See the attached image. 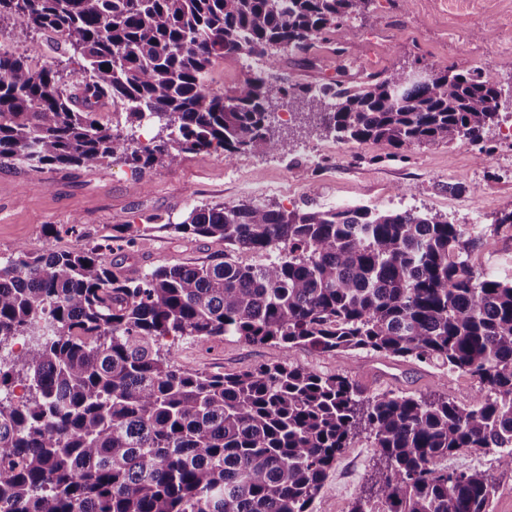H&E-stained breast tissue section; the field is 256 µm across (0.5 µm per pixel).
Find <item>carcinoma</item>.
<instances>
[{"mask_svg": "<svg viewBox=\"0 0 512 512\" xmlns=\"http://www.w3.org/2000/svg\"><path fill=\"white\" fill-rule=\"evenodd\" d=\"M374 0H0V20L62 35L66 60L40 67L0 52V159L34 169L156 164L215 151L273 153L280 97L310 105L338 140L478 143L499 117L490 74L345 73L302 84L271 47L308 54ZM266 57L235 86L210 85L226 58ZM79 91H61L69 66ZM106 99L143 143L96 119ZM168 228L224 243V259L112 272L97 249L21 248L0 261V512H312L329 472L361 434L378 449L349 512H493L486 471L437 462L491 452L512 470V279L471 264L479 237L438 213L368 206L287 210L260 201L196 206ZM285 254L239 262L237 252ZM28 337L21 351L12 341ZM236 336L344 357L368 349L478 384L469 404L439 393L369 395L343 372L290 358L235 374L188 372L166 340Z\"/></svg>", "mask_w": 512, "mask_h": 512, "instance_id": "1", "label": "carcinoma"}]
</instances>
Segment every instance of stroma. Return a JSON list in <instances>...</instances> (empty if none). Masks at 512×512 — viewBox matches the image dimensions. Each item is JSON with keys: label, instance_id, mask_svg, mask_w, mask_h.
Instances as JSON below:
<instances>
[{"label": "stroma", "instance_id": "obj_1", "mask_svg": "<svg viewBox=\"0 0 512 512\" xmlns=\"http://www.w3.org/2000/svg\"><path fill=\"white\" fill-rule=\"evenodd\" d=\"M506 9L512 11V0H375L365 18L337 29L335 49H321L312 57L288 56L282 68L297 81L316 84L335 77L344 60L363 74L456 65L482 69L501 87L512 89V70L499 65L512 57V45L500 29ZM0 44L8 52L31 55L37 64L59 57L66 48L63 39L26 34L12 20L0 23ZM303 110L297 102L289 116H277L274 128L283 144L279 152L246 153L231 161L202 152L180 166L157 165L141 176L119 161L35 171L24 162L1 159L0 259L21 246L38 251L99 247L113 269L131 277L161 265L206 264L223 253V243L182 237L173 225L197 206L260 200L289 210L365 205L379 211L439 213L480 236L473 263H489L491 271L512 278V230L498 224L502 212L512 208V139L503 133L512 122V100H503L498 120L484 130L493 149L484 163L461 142L422 145L406 156L391 157L377 144L336 140L311 126ZM127 222L146 227L131 248L113 230ZM172 353L179 367L211 374L253 370L288 357L315 372H346L371 395L435 391L466 404L477 393L468 376L445 375L427 364L365 350L343 358L309 349L288 356L270 343L227 336L183 339ZM376 459L370 440L355 438L331 470L312 512H348L373 475ZM444 465L489 471L498 484L494 512H512V472L500 468L494 455L465 449Z\"/></svg>", "mask_w": 512, "mask_h": 512}]
</instances>
